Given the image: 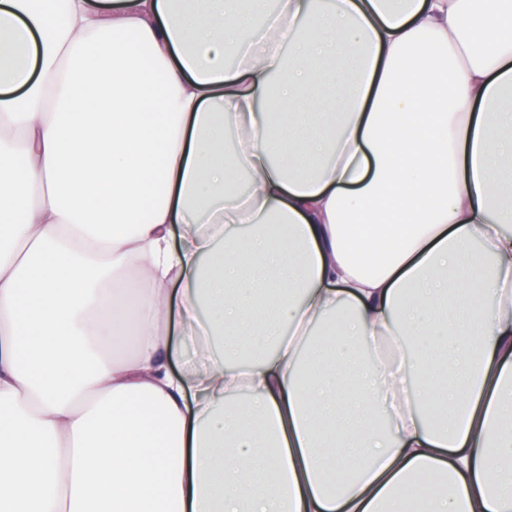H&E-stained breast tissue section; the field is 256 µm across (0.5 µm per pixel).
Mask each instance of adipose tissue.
<instances>
[{
	"instance_id": "ef3b65f1",
	"label": "adipose tissue",
	"mask_w": 512,
	"mask_h": 512,
	"mask_svg": "<svg viewBox=\"0 0 512 512\" xmlns=\"http://www.w3.org/2000/svg\"><path fill=\"white\" fill-rule=\"evenodd\" d=\"M181 2L0 0V512H512V0Z\"/></svg>"
}]
</instances>
